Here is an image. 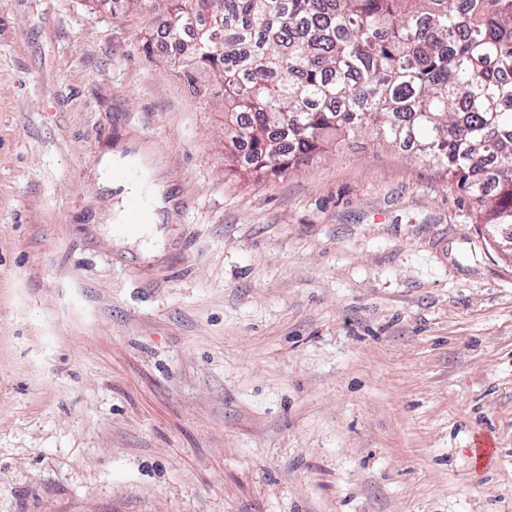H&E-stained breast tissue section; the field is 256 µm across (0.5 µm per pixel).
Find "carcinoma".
Returning a JSON list of instances; mask_svg holds the SVG:
<instances>
[{
	"instance_id": "1",
	"label": "carcinoma",
	"mask_w": 512,
	"mask_h": 512,
	"mask_svg": "<svg viewBox=\"0 0 512 512\" xmlns=\"http://www.w3.org/2000/svg\"><path fill=\"white\" fill-rule=\"evenodd\" d=\"M188 87L224 89L256 178L371 131L441 170L512 238V0H127Z\"/></svg>"
}]
</instances>
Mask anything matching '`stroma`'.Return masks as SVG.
I'll return each mask as SVG.
<instances>
[{
  "label": "stroma",
  "mask_w": 512,
  "mask_h": 512,
  "mask_svg": "<svg viewBox=\"0 0 512 512\" xmlns=\"http://www.w3.org/2000/svg\"><path fill=\"white\" fill-rule=\"evenodd\" d=\"M146 26L0 0V512H512V262L471 200L367 136L231 170L222 87ZM121 181L163 190L154 258Z\"/></svg>",
  "instance_id": "35a3bbf8"
}]
</instances>
